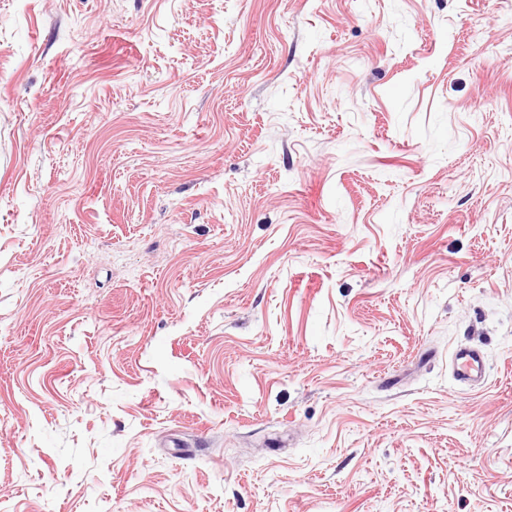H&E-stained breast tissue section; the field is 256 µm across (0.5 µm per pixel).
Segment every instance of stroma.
Returning <instances> with one entry per match:
<instances>
[{"mask_svg": "<svg viewBox=\"0 0 512 512\" xmlns=\"http://www.w3.org/2000/svg\"><path fill=\"white\" fill-rule=\"evenodd\" d=\"M0 512H512V0H0ZM455 378L464 384L478 385L485 373L482 353L474 347H460L453 353Z\"/></svg>", "mask_w": 512, "mask_h": 512, "instance_id": "obj_1", "label": "stroma"}]
</instances>
